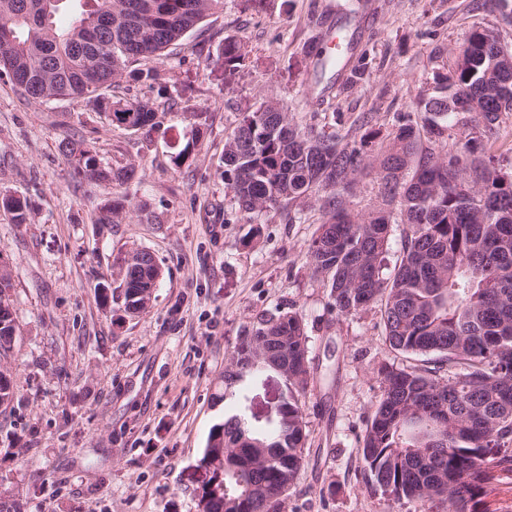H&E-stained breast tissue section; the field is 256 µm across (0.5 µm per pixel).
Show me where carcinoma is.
I'll use <instances>...</instances> for the list:
<instances>
[{"label":"carcinoma","mask_w":512,"mask_h":512,"mask_svg":"<svg viewBox=\"0 0 512 512\" xmlns=\"http://www.w3.org/2000/svg\"><path fill=\"white\" fill-rule=\"evenodd\" d=\"M66 0H0V78L25 100L94 102L112 121L135 130L158 126L148 102L112 99L121 78L159 85L163 52L182 40L222 0H77L65 26L56 15ZM320 53L321 70L341 65ZM224 69L246 54L224 44ZM420 91L412 111L422 127L404 123L372 155L370 131L359 145L297 126L274 97L247 112L224 144V184L250 218L269 208L325 192L320 225L306 253L323 278L332 306L357 316L381 306L389 347L410 359L436 356L382 371L363 445L367 485L423 512H478L512 476V173L486 152L499 113L512 112V49L497 31L478 27L448 74ZM483 125L454 135L465 113ZM65 155L88 180L110 186L136 178L133 167L99 164L90 146L65 140ZM377 165V205L355 210L356 176ZM0 208L16 224L30 220L26 200L6 195ZM406 225L402 254L389 265L393 225ZM151 266L127 269L124 307L141 312L135 288ZM17 335L0 316V358ZM279 364L289 384L305 392L312 371L308 336L296 312L262 314L245 330L224 369L222 397L246 398L245 381L266 362ZM274 424L254 429L238 413L215 424L197 468L210 474L196 487L198 512H282L304 472L305 404L285 403Z\"/></svg>","instance_id":"cac0c4a2"}]
</instances>
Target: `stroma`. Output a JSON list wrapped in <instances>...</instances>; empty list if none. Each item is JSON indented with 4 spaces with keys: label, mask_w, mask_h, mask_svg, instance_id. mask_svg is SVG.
Returning <instances> with one entry per match:
<instances>
[{
    "label": "stroma",
    "mask_w": 512,
    "mask_h": 512,
    "mask_svg": "<svg viewBox=\"0 0 512 512\" xmlns=\"http://www.w3.org/2000/svg\"><path fill=\"white\" fill-rule=\"evenodd\" d=\"M477 27L512 44L493 0H224L167 49L173 101L147 83L113 84V97L158 106L150 131L85 100L27 102L0 79V196H26L31 209L26 224L0 210L18 327L4 362L15 396L0 407V498L16 512H196L212 427L235 410L266 426L295 392L269 369L248 380L243 402L222 398L231 354L256 317L295 311L312 378L305 473L284 512H419L370 489L359 453L381 368L407 358L386 343L379 306L337 315L313 275L320 195L244 217L224 185V141L268 95L338 147L387 136L421 120L413 98ZM339 35L343 69L318 71L320 49ZM228 40L246 53L232 75ZM66 139L90 144L103 166H135L137 181L106 191L76 175ZM108 198L119 223L98 221ZM135 249L153 253L162 275L151 308L132 316L122 267Z\"/></svg>",
    "instance_id": "obj_1"
}]
</instances>
